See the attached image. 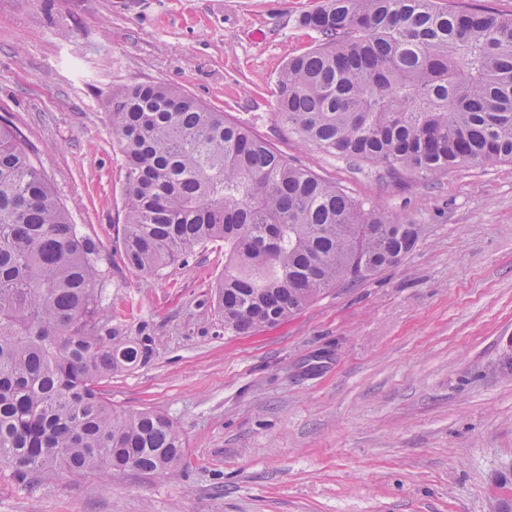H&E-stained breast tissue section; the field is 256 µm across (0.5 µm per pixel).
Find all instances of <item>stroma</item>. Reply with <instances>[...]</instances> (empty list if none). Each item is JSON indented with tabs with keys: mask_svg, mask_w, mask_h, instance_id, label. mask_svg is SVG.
Masks as SVG:
<instances>
[{
	"mask_svg": "<svg viewBox=\"0 0 512 512\" xmlns=\"http://www.w3.org/2000/svg\"><path fill=\"white\" fill-rule=\"evenodd\" d=\"M324 0H0V115L108 273L113 331L147 360L101 390L182 432L157 475L21 481L0 512H512V164L440 181L301 144L273 117L283 65ZM160 81L250 126L294 163L424 224L399 265L327 290L284 323L224 330V249L154 275L125 266L122 157L109 99Z\"/></svg>",
	"mask_w": 512,
	"mask_h": 512,
	"instance_id": "35a3bbf8",
	"label": "stroma"
}]
</instances>
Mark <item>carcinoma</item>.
<instances>
[{"mask_svg": "<svg viewBox=\"0 0 512 512\" xmlns=\"http://www.w3.org/2000/svg\"><path fill=\"white\" fill-rule=\"evenodd\" d=\"M319 36L280 72L274 117L302 142L393 179L512 163V15L437 0H326ZM125 172L121 253L145 273L224 245L212 298L246 335L364 281L418 245L414 220L367 206L193 95L146 82L112 99ZM98 250L79 235L21 132L0 119V469L24 480L156 473L185 442L99 384L144 362L112 334Z\"/></svg>", "mask_w": 512, "mask_h": 512, "instance_id": "cac0c4a2", "label": "carcinoma"}]
</instances>
